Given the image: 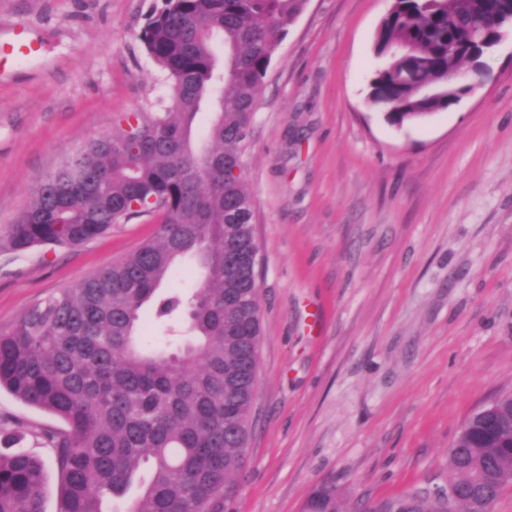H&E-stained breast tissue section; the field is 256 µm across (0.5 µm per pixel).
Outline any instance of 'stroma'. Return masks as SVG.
<instances>
[{"instance_id": "35a3bbf8", "label": "stroma", "mask_w": 512, "mask_h": 512, "mask_svg": "<svg viewBox=\"0 0 512 512\" xmlns=\"http://www.w3.org/2000/svg\"><path fill=\"white\" fill-rule=\"evenodd\" d=\"M154 0H0L40 52L0 74V229L116 115L170 105L137 39ZM392 0H308L264 79L246 155L262 325L235 512H302L445 485L465 419L512 390V38L423 121L368 102ZM139 216L78 247L0 248V334L151 237ZM56 415L0 390V434L62 475Z\"/></svg>"}]
</instances>
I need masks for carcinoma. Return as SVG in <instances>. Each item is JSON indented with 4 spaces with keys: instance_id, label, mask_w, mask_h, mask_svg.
Here are the masks:
<instances>
[{
    "instance_id": "cac0c4a2",
    "label": "carcinoma",
    "mask_w": 512,
    "mask_h": 512,
    "mask_svg": "<svg viewBox=\"0 0 512 512\" xmlns=\"http://www.w3.org/2000/svg\"><path fill=\"white\" fill-rule=\"evenodd\" d=\"M305 0H160L138 35L175 107L133 112L88 141L36 191L0 243L78 246L135 216L156 234L25 313L0 334V389L51 412L63 479L59 512H233L246 464L262 340L258 246L243 163L258 98ZM512 0H395L374 37L383 61L369 103L394 126L422 121L466 91L467 48L493 35ZM200 112L212 113L194 143ZM202 278L165 286L183 259ZM168 343L144 335L146 321ZM43 463L0 450V512H44ZM447 489L348 505L316 486L303 512H489L512 486V391L472 413L448 448Z\"/></svg>"
}]
</instances>
